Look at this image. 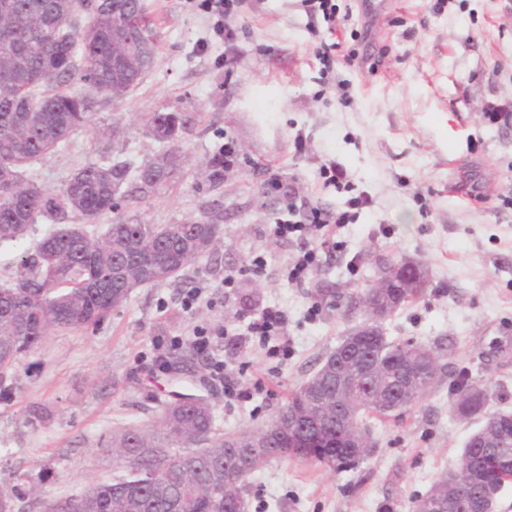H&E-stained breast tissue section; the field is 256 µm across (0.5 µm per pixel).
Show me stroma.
Instances as JSON below:
<instances>
[{"instance_id":"35a3bbf8","label":"stroma","mask_w":512,"mask_h":512,"mask_svg":"<svg viewBox=\"0 0 512 512\" xmlns=\"http://www.w3.org/2000/svg\"><path fill=\"white\" fill-rule=\"evenodd\" d=\"M144 8L158 46L151 71L122 99L95 96L94 129L38 161L37 179L59 191L107 149L148 160L159 149L149 113H185L182 180L122 212L180 224L217 200L224 243L182 282L137 289L101 323L54 332L21 356L0 394V484L25 488L15 512H43V496L110 479L113 433L154 422L185 364L191 392L209 397L224 432L268 421L362 320L319 304L316 288L368 287L387 255L420 264L429 283L386 319L385 332L443 341L446 377L399 417L367 418L374 448L354 468L271 462L249 480L248 512H413L480 425L454 412L453 375L487 384L490 410L512 411V122L488 118L512 109V0H382L369 18L353 7L333 34L299 0H243L224 17L230 42L190 0H144ZM324 41L336 45L332 89L314 57ZM228 138L237 162L211 183L210 160ZM328 161L346 171L348 187H324ZM272 176L291 196L264 188ZM361 194L372 204L342 229L341 250L309 284L283 280L295 249L268 237L266 225L290 201L341 211ZM257 254L268 261L260 278L244 271ZM232 268L240 276L229 291ZM195 288L198 304L184 308ZM274 304L288 314L287 353L253 340L196 347L195 327L241 329L244 315ZM220 363L237 377L235 393L225 392ZM35 402L49 418L33 426L26 409Z\"/></svg>"}]
</instances>
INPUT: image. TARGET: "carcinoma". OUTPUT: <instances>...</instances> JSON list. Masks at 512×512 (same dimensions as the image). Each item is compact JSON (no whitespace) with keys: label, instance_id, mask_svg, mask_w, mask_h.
<instances>
[{"label":"carcinoma","instance_id":"carcinoma-1","mask_svg":"<svg viewBox=\"0 0 512 512\" xmlns=\"http://www.w3.org/2000/svg\"><path fill=\"white\" fill-rule=\"evenodd\" d=\"M0 29L15 28L10 42L0 41V259L7 261L8 280L0 285V388L12 381L20 355L39 346L59 330H82L102 321L144 286L175 283L194 260L214 251L224 238L221 210L212 208L183 224L129 222L118 212V198L140 202L179 180L184 157L176 147L190 118L160 110L147 117L154 139L162 144L147 163L104 155L71 173L57 193L24 175L43 155L56 150L93 120L92 102L71 90L78 83L96 84L102 94L118 98L135 78L112 60V13L123 25L120 36L149 47L142 70L153 65L157 44L153 23L142 0H117L91 14L80 0H0ZM113 215L98 230L102 217ZM54 227L31 243L28 231L39 218ZM402 265L412 280L398 296L381 295L386 315L421 296L426 271L418 264ZM373 288H355L341 300L335 288H320L318 299L330 306L360 309ZM373 360L387 366L399 359L413 341L388 336L363 337ZM435 372L431 384L444 375L442 343L424 346ZM328 354L319 368L288 397L279 412H303L307 392L324 379L332 364ZM372 394L357 396L361 407L351 417L336 415L327 402L321 412H309L305 433L343 434L352 427L367 430L363 416L398 417L409 409L400 384L390 376L372 375ZM456 412L490 421L489 429L473 433L454 470L439 477L415 501L414 512L444 492L455 496L448 512H478L479 503L495 497L500 484L512 479V412L486 411L488 389L459 380ZM274 420L239 433H220L211 405L197 396L171 401L156 423L121 429L112 437L115 457L112 478L92 483L89 496L49 497L44 512H247L251 476L273 460L298 457L334 470L347 469L371 452L369 448H290L272 430ZM268 433L266 448L243 454L238 446ZM203 443L208 452L189 468H171L165 456ZM18 485H0V512H13Z\"/></svg>","mask_w":512,"mask_h":512}]
</instances>
